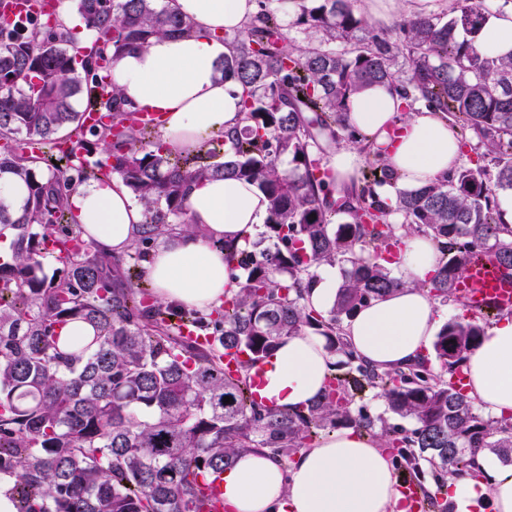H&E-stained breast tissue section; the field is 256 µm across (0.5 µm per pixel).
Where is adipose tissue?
Segmentation results:
<instances>
[{"mask_svg": "<svg viewBox=\"0 0 512 512\" xmlns=\"http://www.w3.org/2000/svg\"><path fill=\"white\" fill-rule=\"evenodd\" d=\"M191 19L189 35L152 40L112 65V81L139 108L161 113L160 141L167 153H196L204 141L240 123L241 90L222 78L217 65L230 52L225 34L241 29L256 11L255 0H165ZM479 47L492 56L512 54V9L491 16ZM350 125L374 138L400 187L414 189L448 175L461 164L457 128L428 110L401 114L389 85H375L347 104ZM86 241L121 254L132 245L143 207L120 177L75 187L69 198ZM267 217V202L254 186L234 178L204 181L187 200V221L201 237L180 235L159 245L145 267L158 299L201 311L232 295L238 272L212 240L244 246ZM441 255L430 238H404L391 267L410 287L380 296L345 319L342 333L371 365L397 369L426 357L439 313L421 287ZM333 357L320 338L305 332L285 338L269 360L275 406L295 411L316 401L333 372ZM470 398L495 417L512 415V317L503 318L464 364ZM479 477L445 480L454 512L480 504L512 512V471L478 457ZM225 512H405L400 481L378 441L349 428L324 436L285 461L258 448L241 455L221 475Z\"/></svg>", "mask_w": 512, "mask_h": 512, "instance_id": "obj_1", "label": "adipose tissue"}]
</instances>
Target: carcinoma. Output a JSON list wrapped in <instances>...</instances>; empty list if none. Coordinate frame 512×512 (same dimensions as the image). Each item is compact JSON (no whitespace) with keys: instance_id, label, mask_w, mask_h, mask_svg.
Returning <instances> with one entry per match:
<instances>
[{"instance_id":"obj_1","label":"carcinoma","mask_w":512,"mask_h":512,"mask_svg":"<svg viewBox=\"0 0 512 512\" xmlns=\"http://www.w3.org/2000/svg\"><path fill=\"white\" fill-rule=\"evenodd\" d=\"M157 2L76 0L90 36L83 44L31 13L2 20L14 0H0V175L28 191L18 217L0 202V239H10V257L0 260V483H9L17 512H214L206 477L235 457L256 448L282 457L346 428L401 449L416 476L422 461L464 475L486 451L512 464V418L479 414L466 392L430 373L427 358L404 369L371 366L341 332L357 309L407 285L383 251L411 232L430 236L441 253L420 284L434 297L460 299L456 283L477 259L512 271V225L499 203L512 194V56L476 44L491 9L458 0L447 14L405 16L387 31L370 28L356 0H256L249 22L224 35L231 52L218 67L242 88L241 125L201 153L171 158L109 79L121 55L192 31L190 19ZM285 15L315 42L290 36ZM386 83L399 92L402 117L419 103L452 117L462 144L494 174L461 164L391 201L378 188L399 175L376 151L358 184L336 187L323 154L341 142L370 147L348 124L346 102ZM86 111L101 121L85 126ZM18 134L40 152L21 147ZM92 141L106 163L76 164ZM113 174L145 210L127 260L84 240L68 203L76 186ZM224 177L265 195L266 231L241 251L212 241L242 277L232 297L201 316L156 298L141 263L175 236L205 234L186 221L187 194ZM338 263L342 279L323 314L305 293L319 268ZM490 318L440 328L434 352L448 374L480 346ZM73 320L92 335L63 341ZM180 321L209 341L183 335ZM307 330L345 358V371L303 410L255 401L246 363L225 369L230 351L266 360ZM367 388L413 428L356 406Z\"/></svg>"}]
</instances>
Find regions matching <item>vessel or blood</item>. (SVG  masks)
I'll use <instances>...</instances> for the list:
<instances>
[{
    "label": "vessel or blood",
    "instance_id": "obj_1",
    "mask_svg": "<svg viewBox=\"0 0 512 512\" xmlns=\"http://www.w3.org/2000/svg\"><path fill=\"white\" fill-rule=\"evenodd\" d=\"M458 292L470 311L512 310V273L478 261L473 263L458 285Z\"/></svg>",
    "mask_w": 512,
    "mask_h": 512
}]
</instances>
